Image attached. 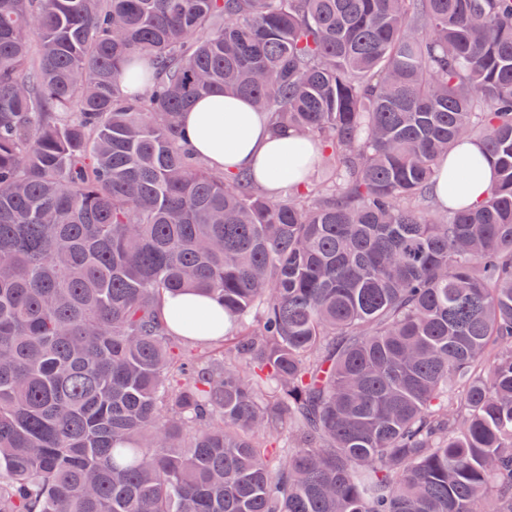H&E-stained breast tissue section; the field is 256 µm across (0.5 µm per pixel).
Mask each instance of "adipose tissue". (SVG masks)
I'll list each match as a JSON object with an SVG mask.
<instances>
[{"label":"adipose tissue","instance_id":"ef3b65f1","mask_svg":"<svg viewBox=\"0 0 512 512\" xmlns=\"http://www.w3.org/2000/svg\"><path fill=\"white\" fill-rule=\"evenodd\" d=\"M180 124L194 150L217 169L247 172L270 196H277L284 183L305 182L318 154L292 131L277 130L269 113L257 111L243 97L213 95L182 113ZM439 175L433 193L445 207L479 206L496 179V170L480 143L466 141L449 158L438 163ZM162 316L175 309L200 310L215 323L214 335L224 333V310L215 301L191 291L164 294L159 303Z\"/></svg>","mask_w":512,"mask_h":512}]
</instances>
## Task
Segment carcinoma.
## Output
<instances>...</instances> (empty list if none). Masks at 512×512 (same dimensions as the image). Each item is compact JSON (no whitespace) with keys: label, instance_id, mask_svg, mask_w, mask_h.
Here are the masks:
<instances>
[{"label":"carcinoma","instance_id":"obj_1","mask_svg":"<svg viewBox=\"0 0 512 512\" xmlns=\"http://www.w3.org/2000/svg\"><path fill=\"white\" fill-rule=\"evenodd\" d=\"M218 93L328 167H210ZM0 512H512V0H0ZM462 159L471 161L467 176L448 194V179L455 176ZM439 175L433 185V193L443 207L473 208L479 206L496 179V170L485 156L483 146L474 141H464L448 159L438 163ZM449 176V178H448ZM159 309L162 316L168 322L171 330L179 335L189 336L176 325L170 322L169 315L174 309L201 310L209 315L215 323L214 329L208 336L224 335V309L209 298H201L192 291H183L177 295L164 294L159 303Z\"/></svg>","mask_w":512,"mask_h":512}]
</instances>
